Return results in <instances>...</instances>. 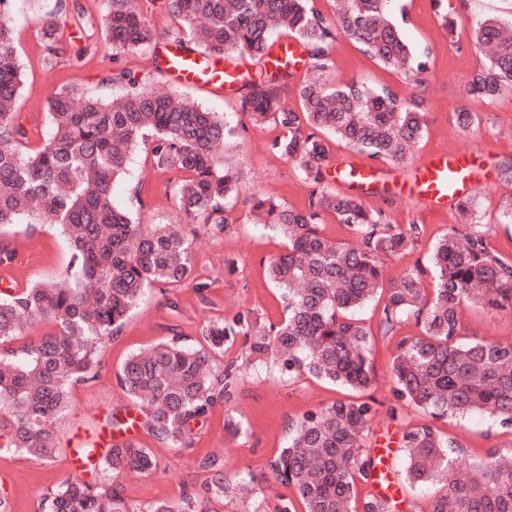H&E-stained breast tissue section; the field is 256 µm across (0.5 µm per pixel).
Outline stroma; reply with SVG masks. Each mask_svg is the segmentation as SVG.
I'll return each mask as SVG.
<instances>
[{
  "mask_svg": "<svg viewBox=\"0 0 512 512\" xmlns=\"http://www.w3.org/2000/svg\"><path fill=\"white\" fill-rule=\"evenodd\" d=\"M93 26L67 29V42L55 62L43 58L39 43L40 26L53 12L56 0H19L14 15L17 55L24 73L19 111L32 128L30 148H38L49 129L47 104L62 87L76 85L98 90L104 72L112 66V50L105 40L100 21L105 0H76ZM394 12H405L404 32L414 47L429 52V69L423 82L383 68L364 55L354 44L337 38L329 56V72L338 83L355 80L371 87H386L400 100L423 101L426 128L414 151L412 164L448 151L471 158L483 178L481 229L490 247L503 258L512 259V224L500 221L502 200L512 196V184L499 178V170L512 163V94L489 104L468 102L464 85L483 62L470 48L475 24L482 19H512V0H450L448 12L452 30H445L436 15L432 0H394ZM179 94L203 107L223 113L237 131L231 137L228 158L244 171L239 195L228 206L230 222L223 234L213 236L200 225L191 223L174 197L178 179L173 172H157L150 166L145 151H136L128 175L114 187V201L120 207L139 214L142 222L183 225L197 239L195 277L179 286L153 285L139 306L126 319L119 334L104 342L99 355L97 379L77 385L71 394V411L60 424L61 451L55 462L43 464L6 450L0 451V493L7 495L14 512H42L45 494L57 488L69 474L68 451L96 447L105 451L110 444L135 438L155 453L159 468L149 475H128L122 480L123 495L135 512H147L157 500L178 501L186 490L184 481L195 474L199 460L209 455L224 459V472L249 481L254 500L275 505L279 496L291 490L277 483L269 463L288 438V422L342 398L344 389L325 381L300 376L290 379L265 370L248 375L234 399L215 404L201 424L194 428L190 448H168L144 430L135 435L110 427L109 418L124 413L132 402L116 382V373L127 357L140 349L171 337H179L194 347L203 345V324L232 321L244 307L256 309L265 319L279 321L283 316L280 292L266 277L269 257L278 254L282 241L277 233L253 224L248 200L252 194L304 209L310 184L291 163L269 149L278 136L274 125L253 124L242 112L238 92H219L199 85L178 86ZM471 106L480 116V129L466 134L454 124V112ZM348 159L374 166L383 177L407 176L408 168H396L372 161L340 141H331L324 164L328 186L343 190L336 174V162ZM148 199V209H140L138 198ZM369 208L383 211L388 223L399 227L411 224L421 228L413 251L383 260L384 282L392 284L415 265L427 264L435 242L461 217L455 207L439 212L426 209L414 199H402L389 191L365 195ZM14 251L12 264L0 265V282L12 287L55 278L66 266L68 248L63 237L49 224H18L0 230V248ZM233 260L237 271L224 273L225 260ZM206 290H198L200 282ZM462 334L467 339L512 340V313L490 312L463 307L460 315ZM394 339L376 336L373 357V383L368 391L379 404L365 446L370 455L384 461L398 492L392 497V512H431L427 491L404 480L405 453L401 447L403 431L423 419L414 407L396 406L391 387L389 361ZM240 421L244 431L230 436L224 428L225 417ZM434 430L443 438L461 444L471 460L484 458L488 451L512 440L496 420L486 414L462 419L433 420Z\"/></svg>",
  "mask_w": 512,
  "mask_h": 512,
  "instance_id": "stroma-1",
  "label": "stroma"
}]
</instances>
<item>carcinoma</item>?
I'll return each mask as SVG.
<instances>
[{"label":"carcinoma","mask_w":512,"mask_h":512,"mask_svg":"<svg viewBox=\"0 0 512 512\" xmlns=\"http://www.w3.org/2000/svg\"><path fill=\"white\" fill-rule=\"evenodd\" d=\"M335 22L316 0H167L179 29L173 39L192 53L196 42L212 58L238 56L261 63L238 90L241 109L256 124L274 123L282 134L271 152L294 163L316 184L308 207L290 208L253 195L250 209L284 239L267 261V276L281 291L284 317L277 323L241 308L232 322H209L194 347L171 338L131 354L116 373L118 386L137 407L138 427L171 448L186 446L194 426L218 402L231 400L246 370L272 367L290 378L306 374L363 392L372 384L373 333L355 313L386 291L379 331L386 337L412 318L417 336L395 343L392 394L433 418L487 413L512 434V340L460 341L463 305L512 312V261L495 254L479 229L481 202L473 194L456 202L464 228L435 244L429 266L417 265L384 288L381 259L415 248L420 229L386 222L347 192L323 185L331 135L370 158L402 166L425 130V112L386 88L357 81L338 85L326 73V52L337 35L357 44L379 64L414 79L429 69L428 53L414 48L394 18L390 0H332ZM17 0H0V230L14 224H53L69 244V261L56 279L0 294V449L43 463L61 451L53 424L70 411L72 388L96 377L102 341L119 333L145 290L178 284L194 273L193 239L176 224H142L112 202L113 183L127 173L143 146L151 166L181 175L180 209L210 233L230 224L226 204L239 193L242 169L224 157L233 136L224 116L178 93L152 86L119 56L135 49L157 55L140 0H106L102 26L112 47V69L100 91L65 86L49 100L44 143L27 150L20 119L23 86L13 16ZM70 17L45 22L41 41L55 57L67 21L92 25L75 5ZM286 30L307 53L312 78L290 107L282 91L294 75L289 65L267 67L275 32ZM472 47L484 64L467 81L466 98L494 102L512 92V23H476ZM458 129L477 130L480 117L467 106L454 114ZM330 213L360 237V244L322 235ZM37 323L53 330L20 346ZM244 339L241 362L219 364L214 353L232 337ZM374 399H338L288 423V442L270 469L294 490L303 512H391V499L371 493L357 500V482L380 479L374 460L361 455L377 414ZM406 476L427 488L432 512H512V440L473 462L464 449L432 426L404 431ZM158 469L152 449L131 440L114 443L86 480L67 476L44 497L45 512H133L119 478ZM207 477L190 482L177 502L158 500L148 512H203L213 501L243 499L246 482L224 475V460L203 458Z\"/></svg>","instance_id":"carcinoma-1"}]
</instances>
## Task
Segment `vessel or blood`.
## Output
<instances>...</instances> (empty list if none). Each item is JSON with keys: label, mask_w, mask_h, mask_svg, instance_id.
<instances>
[{"label": "vessel or blood", "mask_w": 512, "mask_h": 512, "mask_svg": "<svg viewBox=\"0 0 512 512\" xmlns=\"http://www.w3.org/2000/svg\"><path fill=\"white\" fill-rule=\"evenodd\" d=\"M163 64L170 83H202L214 88L233 87L239 71L233 64L187 53L179 45L166 43ZM479 180L469 159L458 153L435 155L416 166L411 174L395 181L394 192L417 198L430 210L447 208L449 201L472 192Z\"/></svg>", "instance_id": "b4317fda"}]
</instances>
